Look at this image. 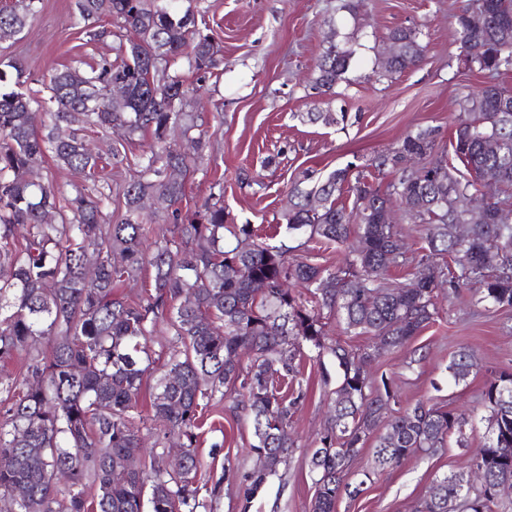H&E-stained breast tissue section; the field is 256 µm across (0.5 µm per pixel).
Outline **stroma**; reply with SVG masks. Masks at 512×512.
<instances>
[{
  "mask_svg": "<svg viewBox=\"0 0 512 512\" xmlns=\"http://www.w3.org/2000/svg\"><path fill=\"white\" fill-rule=\"evenodd\" d=\"M463 4L373 0L352 14L343 0H180V8H192L200 30L220 46V63L202 82L186 60L166 68L186 85L203 88V104L186 105L203 149L189 160L182 202L173 211L158 209L157 222L169 224L174 215L201 210L220 193L225 224L252 225L256 242L286 247L289 257L325 267L338 264L341 246L321 247L288 233L281 220L288 191L296 185L307 187L310 178L351 162L367 165L420 127L439 128L440 140H447L448 120L457 110L462 86L485 80L465 68L464 50L449 24V15ZM102 24L111 37L90 40L77 23L75 0H42L39 13L22 33L0 41V63L25 68V92L43 90L52 70L85 69L101 58H114L119 25L109 18ZM401 26L419 28L425 59L417 68L380 75L376 60L389 32ZM339 31L354 34V60L334 93L320 95L312 87L313 67ZM341 111L348 115L342 128L308 119L312 112ZM88 140L96 153L118 150L112 161V185L118 189L135 175L152 136H129L114 128L105 135L89 133ZM167 345L162 332L149 343L152 364L137 399L141 418L152 415V393L167 360ZM462 347L475 352L482 369L457 384L448 364ZM371 369L386 375L402 403L429 397L471 418L468 449L418 453L383 472L373 471L375 442L367 440L347 475L348 483H362L363 490L355 498L340 494L336 503V512H418L432 481L462 467L467 454L478 452L485 442L482 393L488 370H512V309L473 310L460 301L441 299L435 321L404 348L377 354ZM301 377L306 395L291 419L296 447L287 465L252 501L244 499L245 476L257 467L251 420L229 397L223 407L208 412L197 442L205 467L196 487L211 512H310L316 476L309 460L329 415L332 383L339 372L333 361H318L308 350Z\"/></svg>",
  "mask_w": 512,
  "mask_h": 512,
  "instance_id": "1",
  "label": "stroma"
}]
</instances>
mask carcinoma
<instances>
[{
  "label": "carcinoma",
  "mask_w": 512,
  "mask_h": 512,
  "mask_svg": "<svg viewBox=\"0 0 512 512\" xmlns=\"http://www.w3.org/2000/svg\"><path fill=\"white\" fill-rule=\"evenodd\" d=\"M170 2L76 0L78 19L112 17L126 34L117 36L115 60L51 74L46 134L33 124L39 101L18 90L24 67L9 65L12 87L0 89V358L27 354L17 374L0 377V494L25 488L27 498L15 502V512L204 509L193 488L203 468L196 430L213 402L234 393L235 403L249 412L253 448L261 456L247 476L248 501L296 448L288 425L304 392L286 397L274 378H296L297 357L308 348L319 359L333 358L342 371L310 459L316 475L311 512H336L350 463L378 427L385 429L373 448L380 471L417 452L467 446V419L428 401L387 418L395 400L388 379L378 384L367 372L371 352L329 336L324 314L393 350L434 319L445 287L457 297L477 284L481 301L512 307V86L501 82L512 73V0H465L451 15L465 66L493 79L464 87L449 147H439L438 129L418 128L369 163L398 173L384 191L349 164L288 192L282 211L288 232L338 245L356 240L334 267L288 260L281 248L253 242L249 224L234 225L240 241L224 249L221 199L173 225L177 238L149 243L143 202L172 205L184 196L187 161L167 147V139L178 128L190 130L180 109L189 87L178 76L159 75V67L185 57L190 68L207 73L220 52L197 28L194 11L180 15ZM40 3L8 0L1 6L0 39L20 34ZM388 38L401 42L402 51L378 59L382 75L423 62L416 27L396 28ZM354 56L349 40L329 43L316 65L315 89L333 91ZM118 83L129 96L108 107L109 87ZM117 126L131 134L150 131L153 143L140 157L138 177L123 188L124 214L112 222L104 219L112 203L110 164L89 151L85 132ZM410 154L423 162V176L402 166ZM48 156L109 192L77 191L69 200L71 216L56 223L60 191L26 178ZM483 190L490 196L488 211L508 218L473 216L468 201ZM345 191L353 197L349 206L339 201ZM394 198L411 204L401 220L425 230L427 246L410 259L398 252V225L380 219ZM90 249L101 256L93 278L85 272ZM408 262L412 277L389 281V269ZM146 267L153 269L151 289L133 299L112 294ZM160 323L170 336L169 355L147 426L137 421L135 408L151 365L147 342ZM476 368L465 347L448 365L457 384ZM483 405L489 416L481 455L435 479L424 512H494L497 487H512V372L490 371ZM145 431L156 446L171 435L181 439L180 471L169 470L161 454L151 459L149 473L126 468L142 450ZM475 466L483 471L476 485L470 479Z\"/></svg>",
  "instance_id": "obj_1"
}]
</instances>
